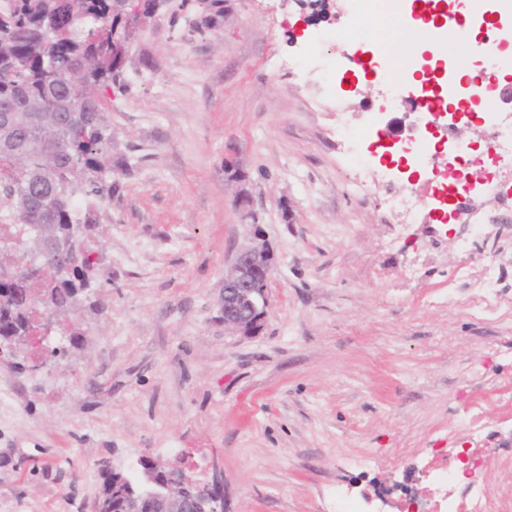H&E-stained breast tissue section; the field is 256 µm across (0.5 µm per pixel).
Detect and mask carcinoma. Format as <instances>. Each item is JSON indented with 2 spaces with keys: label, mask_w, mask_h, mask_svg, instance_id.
Returning a JSON list of instances; mask_svg holds the SVG:
<instances>
[{
  "label": "carcinoma",
  "mask_w": 512,
  "mask_h": 512,
  "mask_svg": "<svg viewBox=\"0 0 512 512\" xmlns=\"http://www.w3.org/2000/svg\"><path fill=\"white\" fill-rule=\"evenodd\" d=\"M112 0H0V142L22 157L0 154V225L13 235L0 243V265L19 263L20 280L0 288V342L38 331L37 312L65 318L94 275L98 219L70 201L108 195L105 172L112 133L101 95L124 86L126 59L112 43ZM79 233L77 266L57 276L54 246ZM129 489L108 474L96 496L102 512Z\"/></svg>",
  "instance_id": "obj_1"
}]
</instances>
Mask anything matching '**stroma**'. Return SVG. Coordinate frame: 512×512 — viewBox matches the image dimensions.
I'll return each instance as SVG.
<instances>
[{
	"instance_id": "stroma-1",
	"label": "stroma",
	"mask_w": 512,
	"mask_h": 512,
	"mask_svg": "<svg viewBox=\"0 0 512 512\" xmlns=\"http://www.w3.org/2000/svg\"><path fill=\"white\" fill-rule=\"evenodd\" d=\"M341 30L397 37L354 29L345 0H167L139 29L106 103L112 192L75 343L48 365L25 348L0 362V381L21 386L0 402V512H89L103 469L146 456L198 484L221 472L226 512H335L340 492L400 512L463 449L485 465L456 494L486 491L512 512V256L495 313L461 276L512 229L467 253L464 220L425 205L397 226L353 191L358 168L400 189L428 171L386 164L376 139L346 154L334 94L389 143L415 116L401 103L376 114L386 85L356 79L336 42L330 72L306 64L311 41ZM230 145L276 258L252 336L225 334L222 317L248 232Z\"/></svg>"
}]
</instances>
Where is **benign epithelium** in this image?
Here are the masks:
<instances>
[{"mask_svg":"<svg viewBox=\"0 0 512 512\" xmlns=\"http://www.w3.org/2000/svg\"><path fill=\"white\" fill-rule=\"evenodd\" d=\"M145 19L137 9L123 16V27L118 34L117 46L130 42ZM224 172L234 176L238 184L236 198L244 220H251L250 237L234 253L232 263L224 274V331L251 336L256 334L268 315L269 283L275 269V257L268 246L262 225L255 221L250 209V193L245 178L237 175L238 166L234 149L224 153ZM59 274L68 276L75 265V254L68 248H56ZM189 480L176 466L158 467L144 464L137 476L136 488L114 504L116 512H226L224 486L221 476L200 486V494L187 497L181 493Z\"/></svg>","mask_w":512,"mask_h":512,"instance_id":"benign-epithelium-1","label":"benign epithelium"}]
</instances>
